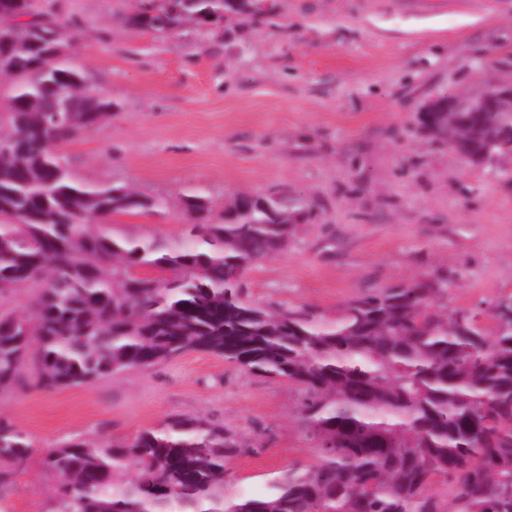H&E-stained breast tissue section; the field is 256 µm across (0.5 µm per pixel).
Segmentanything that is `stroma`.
Wrapping results in <instances>:
<instances>
[{
    "instance_id": "1",
    "label": "stroma",
    "mask_w": 512,
    "mask_h": 512,
    "mask_svg": "<svg viewBox=\"0 0 512 512\" xmlns=\"http://www.w3.org/2000/svg\"><path fill=\"white\" fill-rule=\"evenodd\" d=\"M274 17L234 16L199 36L132 28L137 0H58L89 87L110 122L60 148L83 181H124L164 199L161 214L111 228L175 239L180 194L285 192L307 219L287 252L255 265L246 300L335 316L376 288L442 276L451 305L512 293V156L474 167L429 136L420 107L441 92L512 80V0H273ZM175 416L224 423L247 447L228 490L265 494L313 464L298 392L202 351L78 387L42 392L28 374L0 391V419L32 455L0 490V512H49L47 450L70 440L132 441Z\"/></svg>"
}]
</instances>
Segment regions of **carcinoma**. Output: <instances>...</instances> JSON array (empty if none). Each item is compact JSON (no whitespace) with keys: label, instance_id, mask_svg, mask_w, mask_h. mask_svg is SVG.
Returning a JSON list of instances; mask_svg holds the SVG:
<instances>
[{"label":"carcinoma","instance_id":"carcinoma-1","mask_svg":"<svg viewBox=\"0 0 512 512\" xmlns=\"http://www.w3.org/2000/svg\"><path fill=\"white\" fill-rule=\"evenodd\" d=\"M268 15L253 0H138L129 25L173 32L224 14ZM0 389L27 370L43 392L147 369L189 351L297 387L299 421L319 449L262 496L228 492L224 461L245 445L224 425L176 417L128 444L49 450L63 482L52 512H512V323L448 306L447 283L400 282L353 298L334 319L311 306L270 311L244 299L255 264L288 251L304 211L286 195L239 193L216 221L184 194L178 240L95 230L161 209L127 183L79 180L58 151L100 125L112 100L86 84L54 0H0ZM79 85L72 112L44 124L30 102ZM474 166L511 112L456 114ZM29 302L11 305L14 296ZM0 420V486L30 455Z\"/></svg>","mask_w":512,"mask_h":512}]
</instances>
